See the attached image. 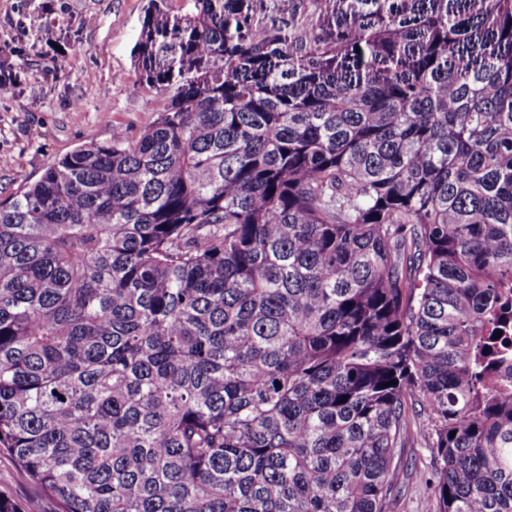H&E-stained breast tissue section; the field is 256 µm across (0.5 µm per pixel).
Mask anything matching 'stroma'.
Returning <instances> with one entry per match:
<instances>
[{
    "mask_svg": "<svg viewBox=\"0 0 512 512\" xmlns=\"http://www.w3.org/2000/svg\"><path fill=\"white\" fill-rule=\"evenodd\" d=\"M147 0H0V202L79 145L136 134L163 99L134 65ZM53 41H46V30ZM426 423L410 425L398 459L401 489L389 512H425L433 468Z\"/></svg>",
    "mask_w": 512,
    "mask_h": 512,
    "instance_id": "1",
    "label": "stroma"
}]
</instances>
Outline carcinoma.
Returning <instances> with one entry per match:
<instances>
[{
    "mask_svg": "<svg viewBox=\"0 0 512 512\" xmlns=\"http://www.w3.org/2000/svg\"><path fill=\"white\" fill-rule=\"evenodd\" d=\"M171 2L153 124L0 204V451L57 512H386L416 418L428 512H512V0Z\"/></svg>",
    "mask_w": 512,
    "mask_h": 512,
    "instance_id": "cac0c4a2",
    "label": "carcinoma"
}]
</instances>
